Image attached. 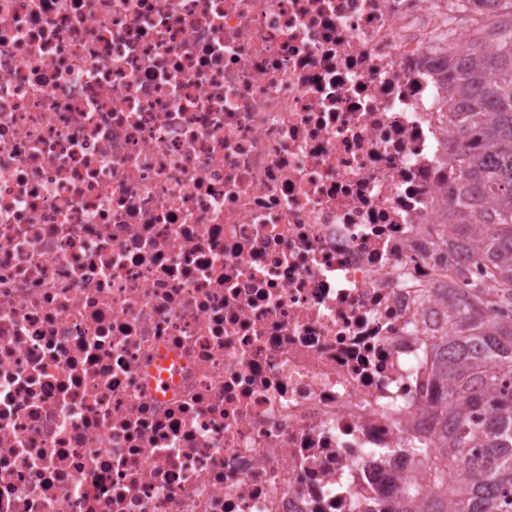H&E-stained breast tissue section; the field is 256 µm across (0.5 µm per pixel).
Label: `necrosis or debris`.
I'll list each match as a JSON object with an SVG mask.
<instances>
[{
	"label": "necrosis or debris",
	"instance_id": "obj_1",
	"mask_svg": "<svg viewBox=\"0 0 512 512\" xmlns=\"http://www.w3.org/2000/svg\"><path fill=\"white\" fill-rule=\"evenodd\" d=\"M460 0H0V512H354L432 413Z\"/></svg>",
	"mask_w": 512,
	"mask_h": 512
}]
</instances>
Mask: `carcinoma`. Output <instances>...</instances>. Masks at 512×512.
I'll list each match as a JSON object with an SVG mask.
<instances>
[{"label": "carcinoma", "instance_id": "1", "mask_svg": "<svg viewBox=\"0 0 512 512\" xmlns=\"http://www.w3.org/2000/svg\"><path fill=\"white\" fill-rule=\"evenodd\" d=\"M482 14L468 51L448 33L446 111L457 171L445 232L475 249L440 288L450 303L434 355V431L415 482L374 512H512V0H467ZM454 465L470 478L448 483ZM430 492L420 495V486Z\"/></svg>", "mask_w": 512, "mask_h": 512}]
</instances>
